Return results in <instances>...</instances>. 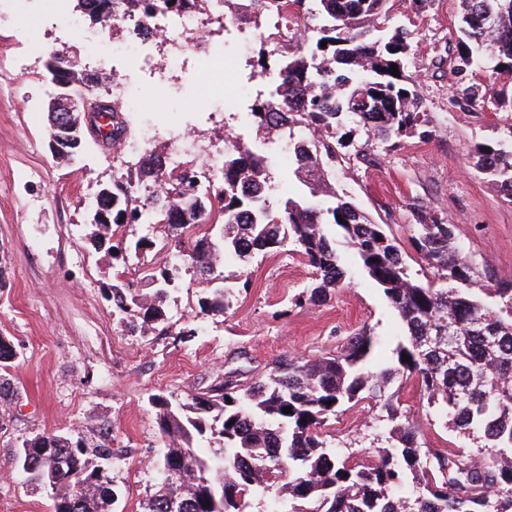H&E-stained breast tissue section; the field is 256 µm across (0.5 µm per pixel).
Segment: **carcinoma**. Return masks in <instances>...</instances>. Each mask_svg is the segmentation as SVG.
I'll list each match as a JSON object with an SVG mask.
<instances>
[{"mask_svg": "<svg viewBox=\"0 0 512 512\" xmlns=\"http://www.w3.org/2000/svg\"><path fill=\"white\" fill-rule=\"evenodd\" d=\"M318 24L306 27L295 44L271 60L265 49L249 63L250 74L270 67L280 82L258 91L249 117L262 132L280 136L299 124L311 139L296 142L288 168L308 188L298 198L273 204L268 155L250 142L227 139L224 161L205 186L193 167L165 173L162 155H142L127 173L112 178V196L95 199L91 210L107 212L115 228L127 224H167L177 231L173 258L199 275L214 264L247 262L259 252L286 247L301 253L314 280L294 304L320 305L331 290L345 287V268L330 240L341 235L362 271L382 289L405 328L406 341L393 350L394 365L366 368L373 341L363 329L334 354L290 357L278 362L268 379L244 387L226 379L208 396L172 401L154 395L159 430L165 441L157 466L178 460V478L160 473L143 512H244L246 497L275 491L286 497V512H512V282L484 284L464 263L454 225L435 215L421 217L413 244L434 270L422 283L408 274L399 246L353 202L329 187L324 165L336 158V130L351 118L375 141L395 149L400 139L429 120L404 75L411 34L381 28L390 0H316ZM457 27L458 80L489 62L512 71V0H461ZM154 0H77L93 23L116 28V12L149 14ZM231 18L257 23L269 11L289 20L305 19L306 0H224ZM327 42L321 46V42ZM397 65L399 76L389 72ZM492 87L468 85L458 98L474 108L498 99ZM477 166L512 203V147H475ZM148 235L112 245V258L127 260L152 252ZM169 263L148 270L147 291L117 280L113 313L142 311V327L164 320L162 302L180 286L165 278ZM236 287L209 288L198 299L204 315H222L233 306ZM409 355L410 360L403 359ZM417 383L443 428L481 441L476 448H423L418 430L387 393L398 377ZM290 407L292 412L283 413ZM380 408L391 424V446L368 459L328 449L323 428L330 417L353 409ZM219 440L220 455L198 453L202 440ZM51 448L56 464L52 512H104L115 485L88 470L86 445L54 433L27 439L15 452L25 475L40 469L38 456L25 469L24 449ZM412 483L413 500L397 498L394 488Z\"/></svg>", "mask_w": 512, "mask_h": 512, "instance_id": "carcinoma-1", "label": "carcinoma"}]
</instances>
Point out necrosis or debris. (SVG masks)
Returning <instances> with one entry per match:
<instances>
[{
	"label": "necrosis or debris",
	"instance_id": "4bbe7bcc",
	"mask_svg": "<svg viewBox=\"0 0 512 512\" xmlns=\"http://www.w3.org/2000/svg\"><path fill=\"white\" fill-rule=\"evenodd\" d=\"M211 2L213 8L208 12L164 8L141 21L128 19L127 24L134 34L120 42L111 41L102 31L86 28L80 17H68L67 24L82 32L88 46V64L100 69L116 67L112 95L120 99L126 111L141 109L140 100L126 87L119 73L120 67L134 65L138 70L161 76L183 69L193 71L211 111L222 112L227 107V99L224 85L217 82L216 76L223 73L228 60L213 51L207 35L212 29H219L223 39L234 41L237 49L242 50L255 41L259 32L226 17L224 0Z\"/></svg>",
	"mask_w": 512,
	"mask_h": 512
}]
</instances>
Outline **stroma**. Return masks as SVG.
I'll return each mask as SVG.
<instances>
[{
	"instance_id": "obj_1",
	"label": "stroma",
	"mask_w": 512,
	"mask_h": 512,
	"mask_svg": "<svg viewBox=\"0 0 512 512\" xmlns=\"http://www.w3.org/2000/svg\"><path fill=\"white\" fill-rule=\"evenodd\" d=\"M458 13L459 0H430L419 11L410 0H390V26L413 34L405 73L433 135H408L390 151L368 141L361 128H339L343 144L326 178L397 240L414 278L433 277L411 238L421 216L434 213L453 225L461 257L480 278L508 280L512 204L477 169L474 148L512 142V73L477 76L478 83L504 89L499 102L479 112L452 105ZM27 15L31 22L23 37L10 9H0V60L25 51L28 41L40 45L27 74L0 70V337L16 351L9 366H0V505H8V512H50L51 489L27 483L12 458L23 440L55 433L91 447L111 440L109 475L120 498L106 512H142L164 450L152 396L201 395L230 373L249 386L265 379L274 361L335 352L362 328L374 342L371 363L385 365L405 329L341 241L336 251L347 285L321 305L291 302L311 282L305 257L261 252L247 268L250 288L227 314H200L204 284L189 271L169 294L166 320L157 328L137 330L134 310L115 316L113 279L122 271L138 280L146 268L133 257L113 260L95 242L89 203L100 184L125 170V158L93 142L73 163L51 155L45 62L52 51L83 59L86 46L78 34H61L53 0ZM126 76L149 106L132 113V136L155 126L159 135L152 145L159 148L194 130L199 151L188 157L189 165L203 166L223 149L225 134L244 126L241 113L204 111L192 73L169 81L164 94L139 72ZM392 390L428 446L471 447L470 439L441 428L415 381L396 380ZM389 430L373 414L354 411L330 419L325 428L331 449L359 453L387 446Z\"/></svg>"
}]
</instances>
